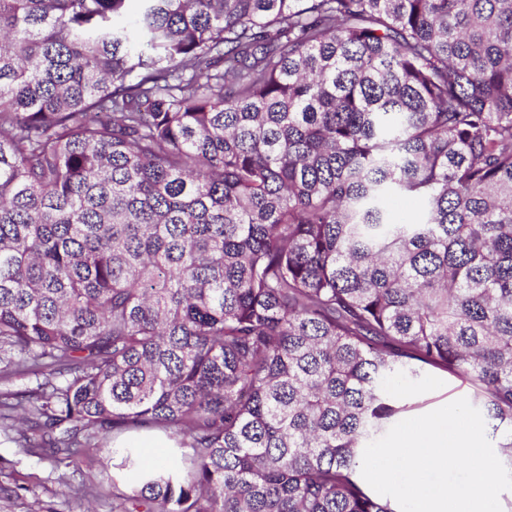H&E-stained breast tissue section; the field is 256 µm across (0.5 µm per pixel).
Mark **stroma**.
<instances>
[{"mask_svg": "<svg viewBox=\"0 0 512 512\" xmlns=\"http://www.w3.org/2000/svg\"><path fill=\"white\" fill-rule=\"evenodd\" d=\"M390 387L402 391L409 418L475 393L468 382L442 372L412 384L394 381ZM14 437L0 420V512H120L117 492L97 456L65 465L50 455L26 452ZM63 478L75 486L102 488L104 494L90 501L65 495L59 484Z\"/></svg>", "mask_w": 512, "mask_h": 512, "instance_id": "obj_1", "label": "stroma"}]
</instances>
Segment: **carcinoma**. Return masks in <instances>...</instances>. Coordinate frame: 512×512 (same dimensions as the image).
I'll use <instances>...</instances> for the list:
<instances>
[{"label": "carcinoma", "mask_w": 512, "mask_h": 512, "mask_svg": "<svg viewBox=\"0 0 512 512\" xmlns=\"http://www.w3.org/2000/svg\"><path fill=\"white\" fill-rule=\"evenodd\" d=\"M128 2L0 0L19 447L123 512H400L363 450L439 371L512 470V0ZM153 434L145 436H126L121 441L120 448L133 447V448H144V453L149 459V463L160 464L163 458V452L159 448H175L174 442L169 439L165 434L154 431V430H141L132 432L134 434Z\"/></svg>", "instance_id": "cac0c4a2"}]
</instances>
